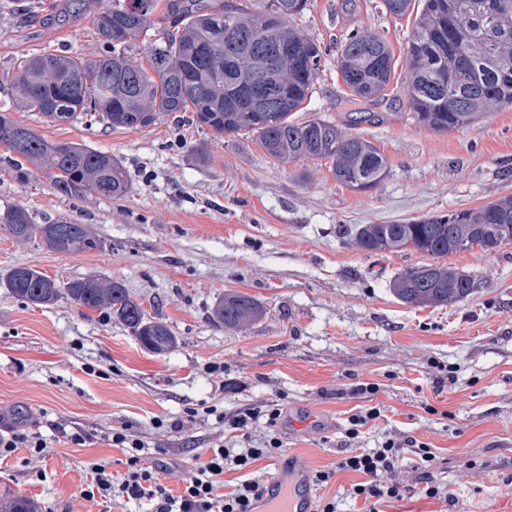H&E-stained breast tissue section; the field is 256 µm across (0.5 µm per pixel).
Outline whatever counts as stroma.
I'll list each match as a JSON object with an SVG mask.
<instances>
[{
    "label": "stroma",
    "instance_id": "stroma-1",
    "mask_svg": "<svg viewBox=\"0 0 512 512\" xmlns=\"http://www.w3.org/2000/svg\"><path fill=\"white\" fill-rule=\"evenodd\" d=\"M0 0V72L43 52L97 56L93 20L108 0ZM293 26L323 53L311 95L296 120L321 117L372 142L389 172L373 191L337 183L324 159H272L255 135L234 137L162 114L145 128H112L87 116L52 123L14 111L51 142L82 143L118 158L122 197L58 194L41 171L18 181L0 170V212L29 209L36 223L59 215L88 225L102 249L59 254L40 238L0 229V274L33 266L61 282L96 275L123 283L147 314L167 323L177 344L143 349L108 312L85 316L60 299L35 307L0 288V422L49 441L43 453L18 449L0 460V500L22 496L39 512H89L79 488L92 464L124 468L113 429L165 447L151 465L179 492L195 458L224 431L215 420H184L186 408L277 404L282 459L313 471L340 459L349 418L379 404L381 417L359 445L410 437L439 456L438 482L452 504L414 497L383 512H512V245L447 259L478 289L443 308H414L389 289L404 268L425 263L414 249L369 254L349 235L387 224L476 208L512 194V108L436 134L414 120L404 87L378 101H352L336 71L341 43L356 30L383 37L402 59L410 19L390 17L382 0H307ZM351 112H373L350 125ZM254 296L265 317L243 330L210 318L227 292ZM453 380L438 383L442 371ZM371 382L375 395L357 394ZM431 411H424V404ZM183 419L182 431L169 421ZM84 430L76 446L63 432ZM471 460L465 468L463 460Z\"/></svg>",
    "mask_w": 512,
    "mask_h": 512
}]
</instances>
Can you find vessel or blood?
<instances>
[{
  "instance_id": "1",
  "label": "vessel or blood",
  "mask_w": 512,
  "mask_h": 512,
  "mask_svg": "<svg viewBox=\"0 0 512 512\" xmlns=\"http://www.w3.org/2000/svg\"><path fill=\"white\" fill-rule=\"evenodd\" d=\"M254 512H314L313 486L301 469L279 468L268 482L265 496Z\"/></svg>"
}]
</instances>
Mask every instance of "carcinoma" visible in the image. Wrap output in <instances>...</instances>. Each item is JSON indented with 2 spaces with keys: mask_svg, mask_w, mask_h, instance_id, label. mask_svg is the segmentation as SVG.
<instances>
[{
  "mask_svg": "<svg viewBox=\"0 0 512 512\" xmlns=\"http://www.w3.org/2000/svg\"><path fill=\"white\" fill-rule=\"evenodd\" d=\"M233 7L232 28L224 11ZM387 14H415L406 47L403 83L418 124L445 134L475 124L488 112L512 108V0H383ZM306 0H112L94 24L107 51L97 57L45 53L27 58L0 76L16 103L53 122L96 114L114 127L139 128L162 112H190L191 120L214 132L248 131L273 158L331 160L334 179L368 192L387 176L384 155L368 140L346 137L319 118L293 119L310 95L321 66L320 44L288 23ZM167 25L160 43L143 56L124 50L147 35L155 15ZM337 68L355 100L384 97L396 61L379 35L357 31L339 48ZM274 92V106L252 100L251 78ZM0 146L13 154L10 173L24 181L30 167L47 172L66 196L117 197L127 193L126 171L112 155L78 143H51L0 110ZM0 225L16 240L40 236L57 253L89 252L102 246L85 225L58 217L37 224L29 211L13 206ZM66 226L65 235L56 228ZM353 240L368 253L412 248L432 257L397 274L390 290L415 308H438L464 300L478 289L471 275L439 259L478 248L495 252L512 245V195L475 209L431 215L410 222L360 224ZM14 297L33 306L66 298L88 312L107 310L153 353L176 344L167 324L147 317L123 284L95 276L60 282L28 266L13 267L3 279ZM264 310L253 296L227 293L212 320L227 329H246Z\"/></svg>",
  "mask_w": 512,
  "mask_h": 512,
  "instance_id": "carcinoma-1",
  "label": "carcinoma"
}]
</instances>
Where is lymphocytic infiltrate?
<instances>
[{"label": "lymphocytic infiltrate", "mask_w": 512, "mask_h": 512, "mask_svg": "<svg viewBox=\"0 0 512 512\" xmlns=\"http://www.w3.org/2000/svg\"><path fill=\"white\" fill-rule=\"evenodd\" d=\"M281 414L274 404L263 413L270 432L260 446L228 448L223 442H215L208 448L206 459L195 464L192 476L177 495L157 482L146 463L148 454H161V447H148L126 429L113 430L111 441L124 450L125 469L116 473L107 462L95 463L86 475L81 495L93 505L104 507L105 512H110L114 504L130 500L147 501L151 512H252V505L263 496L266 483L262 477L249 475L248 470L257 461L280 453L281 442L275 427ZM409 448L418 458L417 483L413 486L395 478L403 453ZM436 461V454L426 445L413 448L408 440L390 437L379 447L355 449L335 466L313 471L311 480L314 485L325 486L340 471L363 474V481L352 484L349 490L351 498L362 501L361 512H379L384 503L416 494L448 503L453 499L451 492L433 479ZM228 471L244 474L229 491L224 488V474Z\"/></svg>", "instance_id": "lymphocytic-infiltrate-1"}]
</instances>
